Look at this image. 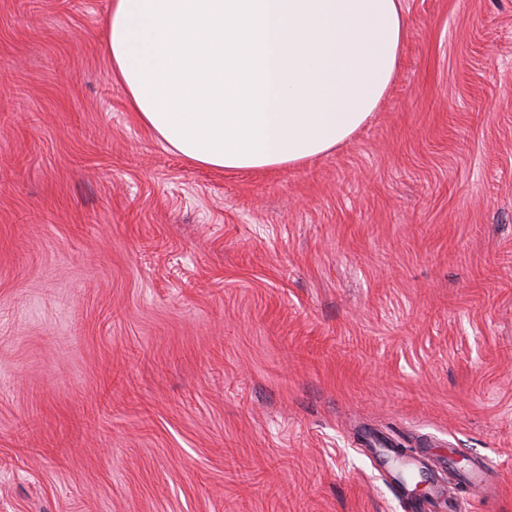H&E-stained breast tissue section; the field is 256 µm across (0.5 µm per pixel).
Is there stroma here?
Here are the masks:
<instances>
[{"label": "stroma", "instance_id": "35a3bbf8", "mask_svg": "<svg viewBox=\"0 0 512 512\" xmlns=\"http://www.w3.org/2000/svg\"><path fill=\"white\" fill-rule=\"evenodd\" d=\"M111 0H0V512H405L364 435L512 512V0H405L384 101L299 166L131 112Z\"/></svg>", "mask_w": 512, "mask_h": 512}]
</instances>
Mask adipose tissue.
I'll list each match as a JSON object with an SVG mask.
<instances>
[{"instance_id": "1", "label": "adipose tissue", "mask_w": 512, "mask_h": 512, "mask_svg": "<svg viewBox=\"0 0 512 512\" xmlns=\"http://www.w3.org/2000/svg\"><path fill=\"white\" fill-rule=\"evenodd\" d=\"M407 34L403 0H112L103 51L131 111L183 158L267 170L352 137Z\"/></svg>"}]
</instances>
